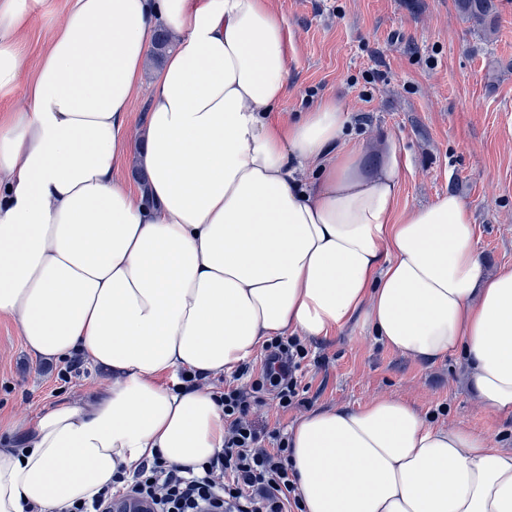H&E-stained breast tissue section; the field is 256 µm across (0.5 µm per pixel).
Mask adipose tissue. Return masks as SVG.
Masks as SVG:
<instances>
[{
  "instance_id": "1",
  "label": "adipose tissue",
  "mask_w": 512,
  "mask_h": 512,
  "mask_svg": "<svg viewBox=\"0 0 512 512\" xmlns=\"http://www.w3.org/2000/svg\"><path fill=\"white\" fill-rule=\"evenodd\" d=\"M42 2L0 0V90ZM290 86L272 0H66L24 106L0 115V314L31 353L116 381L0 448V512H59L156 455L199 466L224 408L180 371L230 374L271 337L357 318L423 362L463 352L485 408L512 416V268L486 273L456 194L399 213L396 145L367 166L334 95L282 117ZM133 155L142 189L120 177ZM289 444L305 512H512V454L397 398L313 411Z\"/></svg>"
}]
</instances>
